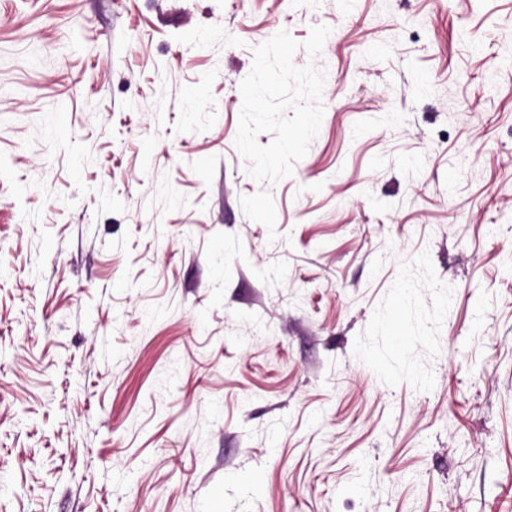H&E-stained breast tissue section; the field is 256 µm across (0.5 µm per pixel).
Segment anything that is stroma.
I'll use <instances>...</instances> for the list:
<instances>
[{
  "instance_id": "obj_1",
  "label": "stroma",
  "mask_w": 512,
  "mask_h": 512,
  "mask_svg": "<svg viewBox=\"0 0 512 512\" xmlns=\"http://www.w3.org/2000/svg\"><path fill=\"white\" fill-rule=\"evenodd\" d=\"M0 480L512 512V0H0Z\"/></svg>"
}]
</instances>
